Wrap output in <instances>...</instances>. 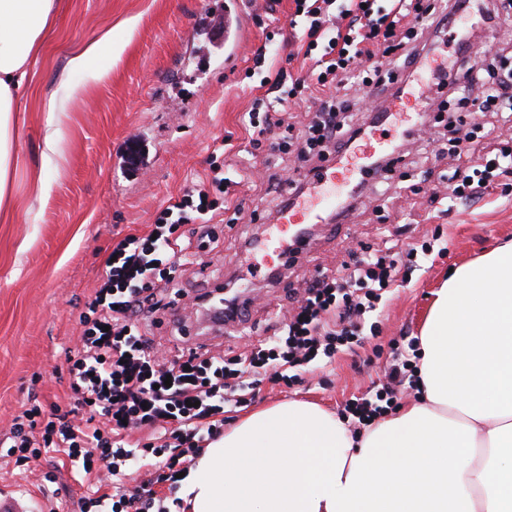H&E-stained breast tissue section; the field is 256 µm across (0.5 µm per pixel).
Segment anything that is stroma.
I'll list each match as a JSON object with an SVG mask.
<instances>
[{
  "label": "stroma",
  "instance_id": "35a3bbf8",
  "mask_svg": "<svg viewBox=\"0 0 512 512\" xmlns=\"http://www.w3.org/2000/svg\"><path fill=\"white\" fill-rule=\"evenodd\" d=\"M225 0H58L43 52L30 84L16 102L14 149L20 159L9 205L12 221L0 223V435L22 405L58 404L77 409L68 388L65 353L80 345L79 317L104 270L117 235L145 232L162 205L208 171L224 136L241 144L238 120L261 76L251 49L265 42L267 60L287 65L299 42L289 25L292 0H255L238 54L224 63L223 35L202 27L208 8ZM111 32L121 47L112 74L67 99L64 67L81 44ZM273 40H266V33ZM66 102L59 154L43 161L46 133L43 102ZM234 203L251 206L263 181L261 159L235 158ZM44 168L52 190L38 199L31 172ZM432 181L414 170L392 187L378 185L383 215L361 208L342 224L320 225L300 260L281 282L267 271L282 262L278 251L246 258L244 238L260 236L264 224H220L224 252L196 284L234 283L251 299L247 323L202 343L231 357L270 333L277 311L287 309L289 286H300L316 268L349 262L362 247L381 246L383 234L409 225L434 237L436 252L414 271L410 283L391 295L376 337L352 353L318 363L291 385L266 384L249 409L283 401H314L334 413L385 382L393 347L418 337L433 293L449 269L472 261L512 237V187L444 214L432 200Z\"/></svg>",
  "mask_w": 512,
  "mask_h": 512
}]
</instances>
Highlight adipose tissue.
<instances>
[{"label": "adipose tissue", "mask_w": 512, "mask_h": 512, "mask_svg": "<svg viewBox=\"0 0 512 512\" xmlns=\"http://www.w3.org/2000/svg\"><path fill=\"white\" fill-rule=\"evenodd\" d=\"M55 0H0V202L14 165L13 112ZM111 33L66 69L98 82ZM416 400L353 433L315 403L242 418L201 450L184 512H512V240L456 267L420 329Z\"/></svg>", "instance_id": "1"}]
</instances>
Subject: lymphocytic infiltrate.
Wrapping results in <instances>:
<instances>
[{"instance_id":"obj_1","label":"lymphocytic infiltrate","mask_w":512,"mask_h":512,"mask_svg":"<svg viewBox=\"0 0 512 512\" xmlns=\"http://www.w3.org/2000/svg\"><path fill=\"white\" fill-rule=\"evenodd\" d=\"M310 24L300 37L292 68H266V45L253 60L265 67L262 95L241 119L253 149L270 142L272 151L292 157L288 178L268 177L267 193L280 208L292 206L323 162L347 153L376 124L384 103L401 97L423 59L430 38L443 33L449 17L478 16L495 33L476 45L463 35L450 69H438L429 90V111L439 113L440 139L455 159L469 158L447 177L437 202L455 205L491 193L494 177H512V145L494 130L460 135L467 115L490 112L512 122V0H341L345 28L329 24L334 0H293ZM311 100L318 108L295 125L290 105ZM232 180L210 166L156 215L150 231L129 233L112 245V257L82 313L81 346L67 354L69 388L83 409L78 423L59 418L58 407L33 404L0 436V458L24 468L47 458L70 467L84 493L86 512H168L157 505L156 485L175 488L202 448L224 431L226 408L259 393L264 381L293 382L294 372L320 359L335 360L353 350L367 332L377 331L370 316L395 288L406 286L419 257L433 247L417 237L392 240L365 252L355 266L319 272L265 346L227 358L205 344L160 358L149 336L163 325L174 302V271L207 267L223 242L214 222L232 213L237 224L256 223L231 209ZM188 233H180L181 225ZM417 366L410 350L397 346L387 363L386 387L374 398L348 405L360 424L375 422L393 406ZM112 483H104L102 473Z\"/></svg>"}]
</instances>
